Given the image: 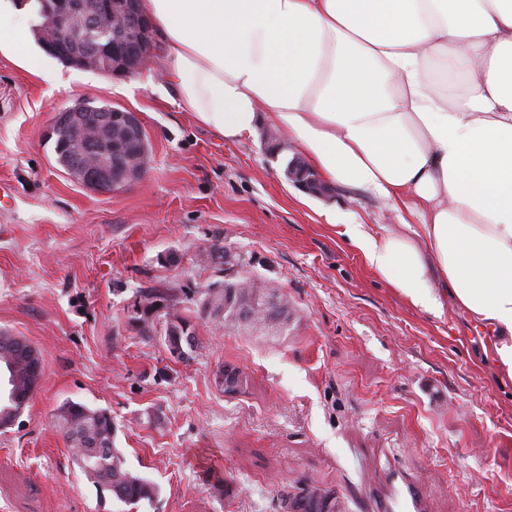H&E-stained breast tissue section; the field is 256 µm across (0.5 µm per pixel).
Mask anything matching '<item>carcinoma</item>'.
<instances>
[{"instance_id":"cac0c4a2","label":"carcinoma","mask_w":512,"mask_h":512,"mask_svg":"<svg viewBox=\"0 0 512 512\" xmlns=\"http://www.w3.org/2000/svg\"><path fill=\"white\" fill-rule=\"evenodd\" d=\"M224 246L218 242L202 252V261L224 266ZM262 299V286L250 279L224 280L195 292L190 297L182 288L148 286L136 291V303L141 306L137 317L143 336L158 332L164 324V336L187 331L195 336L184 301H192L198 313L224 328L242 325L240 309ZM275 317L260 311L259 323L283 324L292 311L288 300L269 297ZM0 369L8 373L11 395L0 398V422L13 424L19 418L24 401L37 389L42 378L40 353L19 336L0 332ZM58 428L64 434L72 461L85 477L101 490L112 492L118 500L136 505L153 504L158 488L152 481L126 467L121 451L114 446L116 426L104 409H92L72 400L61 404L56 413ZM293 512H336V497L328 492L305 490L294 495Z\"/></svg>"}]
</instances>
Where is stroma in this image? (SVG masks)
Here are the masks:
<instances>
[{
    "instance_id": "35a3bbf8",
    "label": "stroma",
    "mask_w": 512,
    "mask_h": 512,
    "mask_svg": "<svg viewBox=\"0 0 512 512\" xmlns=\"http://www.w3.org/2000/svg\"><path fill=\"white\" fill-rule=\"evenodd\" d=\"M62 72L53 86L0 53V183L14 189L0 209V330L43 368L0 430V512H281L282 491L303 488L367 512L382 479L369 456L423 484L427 512H512V382H496L482 331L454 305L440 317L409 305L345 234L397 228L396 213L336 183L302 192L284 175L292 150L215 136L162 76ZM81 99L139 116L140 181L98 193L57 164L54 116ZM217 239L231 273L200 261ZM228 275L287 298L288 324L225 329L191 314L198 345L178 361L129 320L135 288ZM225 365L246 374L244 393L217 385ZM68 400L111 414L116 448L158 486L156 503L86 480L56 423Z\"/></svg>"
}]
</instances>
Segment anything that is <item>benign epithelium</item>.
<instances>
[{"label": "benign epithelium", "instance_id": "1", "mask_svg": "<svg viewBox=\"0 0 512 512\" xmlns=\"http://www.w3.org/2000/svg\"><path fill=\"white\" fill-rule=\"evenodd\" d=\"M74 0H42V14L53 20L54 46L72 48L79 39L89 42L88 58L93 67L110 75L127 76L147 68L153 57L152 24L140 9V0H100L95 11L85 14L81 27L72 26ZM82 108L71 106L58 112L53 129H65L76 135L75 156L92 151H103L108 139L122 140L136 145V155L145 152L142 123L136 113L112 108L101 112L94 128L84 126ZM131 157L113 162L110 167H98L89 160L74 164L70 177L99 191H110L132 183L134 170ZM288 179L312 195H323L327 187L313 175L311 168L295 158L288 169Z\"/></svg>", "mask_w": 512, "mask_h": 512}]
</instances>
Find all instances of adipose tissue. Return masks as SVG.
I'll return each instance as SVG.
<instances>
[{"instance_id": "1", "label": "adipose tissue", "mask_w": 512, "mask_h": 512, "mask_svg": "<svg viewBox=\"0 0 512 512\" xmlns=\"http://www.w3.org/2000/svg\"><path fill=\"white\" fill-rule=\"evenodd\" d=\"M181 110L224 138L270 121L321 175L401 213L346 227L416 308L487 333L512 380V0H141ZM0 52L56 84L0 0Z\"/></svg>"}]
</instances>
